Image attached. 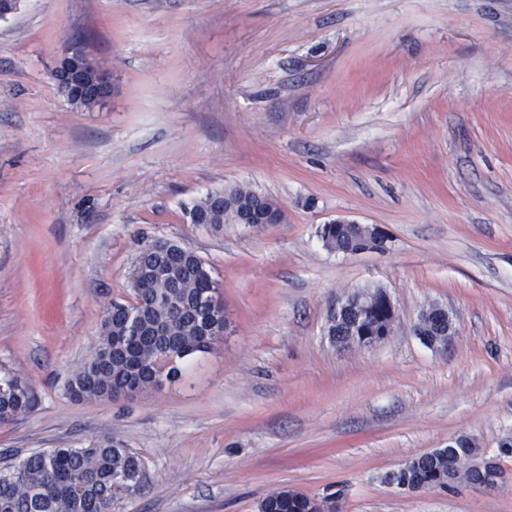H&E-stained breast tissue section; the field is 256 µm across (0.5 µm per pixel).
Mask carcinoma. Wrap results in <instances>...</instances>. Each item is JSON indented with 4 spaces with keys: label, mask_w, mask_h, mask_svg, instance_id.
I'll return each instance as SVG.
<instances>
[{
    "label": "carcinoma",
    "mask_w": 512,
    "mask_h": 512,
    "mask_svg": "<svg viewBox=\"0 0 512 512\" xmlns=\"http://www.w3.org/2000/svg\"><path fill=\"white\" fill-rule=\"evenodd\" d=\"M209 194L190 210V218L241 224L248 217L264 219L280 207L273 200L241 186L226 190L224 209ZM159 241L143 243L130 272L132 299L114 301L104 310L101 336L91 356L69 380L72 399L109 400L126 389L135 392L179 380L183 365L213 351L222 341L226 319L217 296L218 282L205 262L179 245L169 247L168 260L156 262ZM184 309L178 321L171 309ZM30 386L20 377L0 376V422L26 412ZM476 449H435L407 460L386 473L389 485L418 489L453 476L457 481L479 478L463 465ZM142 460L112 438L95 437L81 446L34 452L22 461L0 466V512H112L114 504L136 492ZM494 473L479 479L494 483ZM307 495L282 489L267 495L260 512H304Z\"/></svg>",
    "instance_id": "1"
}]
</instances>
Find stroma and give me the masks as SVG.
<instances>
[{
    "label": "stroma",
    "mask_w": 512,
    "mask_h": 512,
    "mask_svg": "<svg viewBox=\"0 0 512 512\" xmlns=\"http://www.w3.org/2000/svg\"><path fill=\"white\" fill-rule=\"evenodd\" d=\"M73 46L112 73L90 109L51 77ZM236 185L282 223L190 222ZM337 218L384 248L327 249ZM143 238L206 263L224 340L181 381L73 401ZM358 289L395 325L336 346L329 307ZM432 305L443 353L414 333ZM1 367L35 402L0 422V455L106 435L141 456L113 512H259L283 488L342 491L341 512H512V0H23L0 19ZM462 435L502 483H383ZM325 225L327 227L336 225V231H327L324 227L321 228L320 231V237L322 238L324 245L330 250L336 249V235H338L346 225H356L361 231V236L355 244L346 250L345 253L357 254L372 249H380L385 243V237L376 225L359 224L355 221L346 219H336ZM428 317L432 319L435 327L438 328V335L433 341H429L427 338L424 339V341L432 349H444L448 345V341L453 335L452 322L448 312L439 306H433L425 311H422L414 328L415 334L417 336H422L421 327L425 324V321L428 319Z\"/></svg>",
    "instance_id": "obj_1"
}]
</instances>
